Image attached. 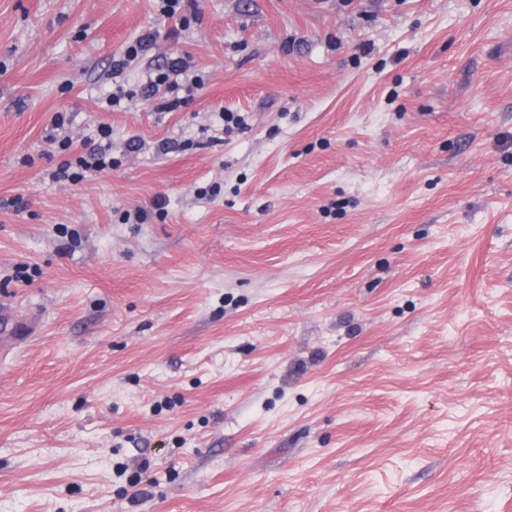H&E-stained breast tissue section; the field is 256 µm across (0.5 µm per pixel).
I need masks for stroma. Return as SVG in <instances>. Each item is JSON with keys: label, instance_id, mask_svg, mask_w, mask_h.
I'll list each match as a JSON object with an SVG mask.
<instances>
[{"label": "stroma", "instance_id": "1", "mask_svg": "<svg viewBox=\"0 0 512 512\" xmlns=\"http://www.w3.org/2000/svg\"><path fill=\"white\" fill-rule=\"evenodd\" d=\"M58 112L111 172L53 179ZM2 295L0 512H503L512 0H0ZM156 10L164 20H178L179 26L187 21L188 15L195 16V0H155ZM153 38V34L148 33L140 36L129 44L123 54L118 59L112 61V78L122 75L132 61L148 52L151 48ZM186 63L181 57L171 58L164 69L157 71L153 75L150 74L144 85V90L149 92V96L156 100V110L160 112H172L177 110L184 100L170 99L161 94V89L170 87L171 76L181 75L186 71ZM0 358L16 351L19 345L35 334L31 317L19 313L17 304L11 299L0 300Z\"/></svg>", "mask_w": 512, "mask_h": 512}]
</instances>
